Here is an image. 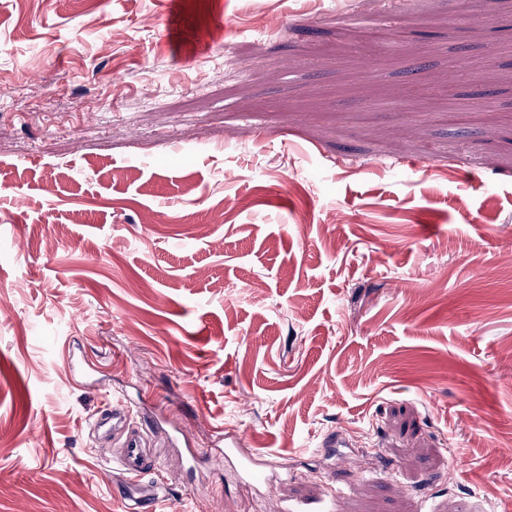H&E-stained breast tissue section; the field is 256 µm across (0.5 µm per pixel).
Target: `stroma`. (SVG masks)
<instances>
[{
    "instance_id": "35a3bbf8",
    "label": "stroma",
    "mask_w": 512,
    "mask_h": 512,
    "mask_svg": "<svg viewBox=\"0 0 512 512\" xmlns=\"http://www.w3.org/2000/svg\"><path fill=\"white\" fill-rule=\"evenodd\" d=\"M511 100L512 0H0V512L119 397L150 512H512Z\"/></svg>"
}]
</instances>
